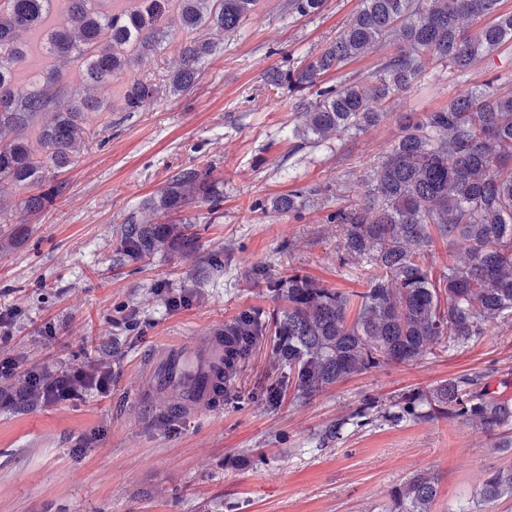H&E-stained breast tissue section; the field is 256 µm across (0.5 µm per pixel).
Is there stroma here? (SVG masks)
I'll return each mask as SVG.
<instances>
[{"instance_id":"obj_1","label":"stroma","mask_w":512,"mask_h":512,"mask_svg":"<svg viewBox=\"0 0 512 512\" xmlns=\"http://www.w3.org/2000/svg\"><path fill=\"white\" fill-rule=\"evenodd\" d=\"M283 4L259 0L239 35L211 33L215 55L177 96L167 78L182 63V32L170 21L169 41L127 72L155 84L154 101L128 112L121 80L95 89L107 108L86 117L87 146L57 176L64 193L24 224L15 212L0 214V231L21 233L0 251V308L24 311L13 351L49 370L89 361L108 346L117 361L107 397L0 413V512H392L391 488L422 469L439 478L431 512H471L487 471L512 466V451L458 419L379 420L327 448L314 441L363 396L386 402L464 373L484 374L497 396L512 400L510 319L474 344L368 370L303 404L258 403L260 388L279 376L262 346L241 363L217 410L190 415L174 400L155 409L134 399L149 358L168 343L201 345L215 324L240 311L270 317L281 308L253 270L277 281L299 273L330 288H355L328 218L359 193L361 179L397 139L400 115L439 108L491 79L512 91V47L464 73L434 65L417 87L386 100L378 125L290 156L292 94L270 95L262 75L271 67L296 70L322 52L358 0H326L307 17L289 15ZM185 168L209 169L224 191L220 205L198 201L183 212L195 225V251H157L114 265L113 229ZM313 184L326 194L299 211L253 206ZM211 258L223 270L208 278ZM160 285L197 288L203 298L171 313L154 293ZM133 309L139 335L123 328ZM49 319L58 326L52 338L39 333ZM241 449L252 456L248 465L234 461Z\"/></svg>"}]
</instances>
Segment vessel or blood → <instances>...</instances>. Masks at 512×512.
<instances>
[{
  "label": "vessel or blood",
  "mask_w": 512,
  "mask_h": 512,
  "mask_svg": "<svg viewBox=\"0 0 512 512\" xmlns=\"http://www.w3.org/2000/svg\"><path fill=\"white\" fill-rule=\"evenodd\" d=\"M232 347L224 338L223 327H215L208 342L188 349L171 344L147 363L146 376L135 389L137 402L161 406L170 393L180 396L181 410L203 413L220 406L224 380L230 376Z\"/></svg>",
  "instance_id": "vessel-or-blood-1"
}]
</instances>
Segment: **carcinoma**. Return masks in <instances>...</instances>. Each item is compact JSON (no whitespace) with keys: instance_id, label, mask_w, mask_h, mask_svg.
<instances>
[{"instance_id":"obj_1","label":"carcinoma","mask_w":512,"mask_h":512,"mask_svg":"<svg viewBox=\"0 0 512 512\" xmlns=\"http://www.w3.org/2000/svg\"><path fill=\"white\" fill-rule=\"evenodd\" d=\"M56 0H0V184L29 189L12 203L0 194V213H41L65 186L50 170L74 163L85 146V113L106 103L80 95L63 81L60 63H74L87 87L109 84L133 64L147 61L169 33L174 12L186 31H240L257 0H137L131 10L108 12L100 0H62L59 22L50 18ZM325 0H285L290 14L318 12ZM484 20L474 33L470 20ZM43 34L49 65L32 80H15L26 56L19 32ZM512 43V11L503 0H360L336 39L296 71L278 67L262 76L277 94L283 86L312 92L295 108L299 123L288 132L291 152L316 147L337 136L355 138L381 121V104L410 90L435 63L465 72L482 58ZM390 45L394 50L382 53ZM216 51L208 39L181 43L182 66L170 89L193 85L198 65ZM380 53L357 79L322 86V78L350 62ZM157 93L147 80L126 85L125 111L139 112ZM11 138L3 143L5 133ZM364 199L336 209L329 223L339 235L340 262L360 271V290L329 288L294 274L268 281L283 302L271 318L242 311L224 324L238 337L243 361L261 338L273 333L271 363L288 374L263 390L271 409L290 392L306 402L331 386L382 365H409L445 346H466L490 325L512 318V92L485 82L416 119H407L390 149L366 177ZM312 185L281 195L261 208L293 212L327 192ZM223 191L206 169L175 174L156 195L113 232L120 261L167 250L194 248L192 224L179 213L201 200L216 207ZM448 248L453 264L434 277L427 257L436 245ZM382 419L403 422L460 418L512 448V402L489 390L485 376L463 374L426 389L398 394L390 404L366 395L318 434L321 447ZM431 471L409 476L391 492L399 512H430L438 494ZM475 507L512 499V467L495 469L474 493Z\"/></svg>"}]
</instances>
